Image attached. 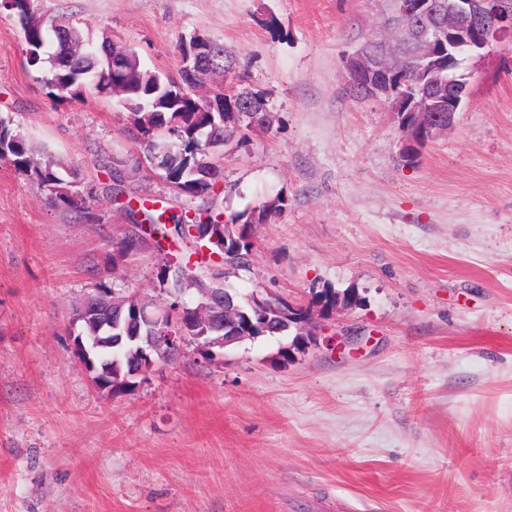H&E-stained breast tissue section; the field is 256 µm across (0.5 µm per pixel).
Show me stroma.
Returning a JSON list of instances; mask_svg holds the SVG:
<instances>
[{"mask_svg": "<svg viewBox=\"0 0 512 512\" xmlns=\"http://www.w3.org/2000/svg\"><path fill=\"white\" fill-rule=\"evenodd\" d=\"M34 3L173 77L203 36L234 61L209 87L265 95L274 126L224 148L218 201L288 204L228 285L306 311L316 338L209 360L189 345L134 390L95 392L73 305L115 276L163 297L152 244L115 255L133 223L106 162L146 207L202 200L149 168L117 99L50 96L0 10V116L73 168L96 216L0 162V512H512V42L465 60L452 127L409 164L396 114L346 92L386 0ZM326 288L351 302L323 309Z\"/></svg>", "mask_w": 512, "mask_h": 512, "instance_id": "stroma-1", "label": "stroma"}]
</instances>
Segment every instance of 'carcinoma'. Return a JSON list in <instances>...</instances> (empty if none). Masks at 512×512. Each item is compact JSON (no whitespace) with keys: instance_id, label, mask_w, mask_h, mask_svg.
<instances>
[{"instance_id":"cac0c4a2","label":"carcinoma","mask_w":512,"mask_h":512,"mask_svg":"<svg viewBox=\"0 0 512 512\" xmlns=\"http://www.w3.org/2000/svg\"><path fill=\"white\" fill-rule=\"evenodd\" d=\"M0 7L18 19L28 66L43 68L48 36L29 26L30 13L34 10L31 0H13ZM53 56L58 58V64L48 69L45 85L54 96L81 100L91 89L98 93L105 91L112 81V73H101L100 68L94 66V59L69 56L60 39L56 40ZM143 72L139 86L129 95L126 110L132 115L136 139L145 159L156 161V166L164 171L165 179L178 190L197 196L216 195L214 186L218 182V167L211 158L230 142L244 145L250 141L252 132L271 130L275 116L268 101L257 92L244 89H228L202 96L197 94V88L204 84L202 76L192 78L182 72L179 79L174 80L147 68ZM431 77L443 90V94L434 100L436 112L448 111V79L468 83L463 65L448 70L446 43L432 60L409 61L397 74L395 93L388 103L402 127L417 123L416 104ZM214 103L224 104V111H211ZM0 161L40 182L49 191L53 203L90 218L86 196L79 194L77 181L68 177L70 166L52 158L39 164L33 162L25 135L1 120ZM286 205L287 200L277 196L258 206L227 214L208 202L195 211L192 218L185 213L177 215L164 210L155 215L144 210V220L148 222L144 233L153 240L161 256L156 278L167 300L173 305L196 308L208 300L211 290L222 288L225 305L218 306L217 310L234 308L239 335H284L298 328V322L306 318L304 311L292 308L282 299H268L265 313H258L247 300L226 287L227 278L251 269L253 226L266 223L280 214ZM193 228L201 235L217 238L209 244L211 253L197 249L198 241L191 232ZM172 238L189 245V251L178 255L166 251L165 243ZM97 288L112 292V297L125 302V307L140 312L142 336L146 335L147 316L157 320L161 328L177 327L171 314L162 310L150 311L149 303L135 293H128L123 288L112 289L104 283Z\"/></svg>"}]
</instances>
